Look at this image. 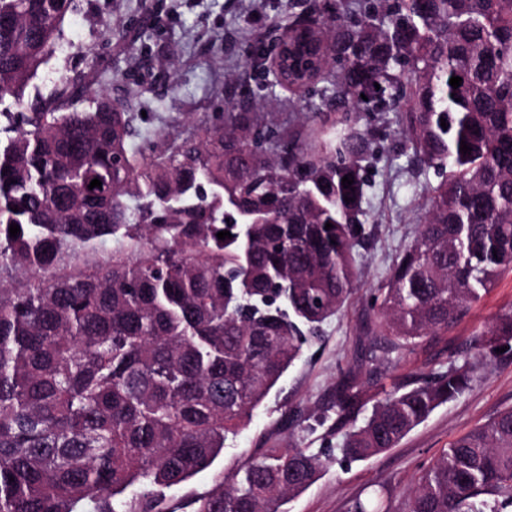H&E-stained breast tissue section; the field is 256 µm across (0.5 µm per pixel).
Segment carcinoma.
Returning <instances> with one entry per match:
<instances>
[{
	"label": "carcinoma",
	"mask_w": 512,
	"mask_h": 512,
	"mask_svg": "<svg viewBox=\"0 0 512 512\" xmlns=\"http://www.w3.org/2000/svg\"><path fill=\"white\" fill-rule=\"evenodd\" d=\"M72 8L0 0V115L13 122L0 138V512H172L165 491L214 464L358 283L371 139L351 113H398L405 147L439 176L367 307L368 364L447 333L512 272V0H364L357 23L290 24L281 44L305 69L273 84L352 101L334 136L309 126L316 151L250 111V93L221 123L138 150L137 113L104 94L77 108L63 81L25 98ZM498 348L512 349V309L463 363L377 400L343 458L397 447ZM361 394L353 375L336 384V429ZM323 467L290 440L192 512H284ZM509 508L512 408L453 441L401 512Z\"/></svg>",
	"instance_id": "1"
}]
</instances>
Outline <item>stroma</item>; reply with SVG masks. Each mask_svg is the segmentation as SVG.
Returning a JSON list of instances; mask_svg holds the SVG:
<instances>
[{
	"mask_svg": "<svg viewBox=\"0 0 512 512\" xmlns=\"http://www.w3.org/2000/svg\"><path fill=\"white\" fill-rule=\"evenodd\" d=\"M357 4L358 0H78L76 10L65 17L63 39L33 84L46 95L60 78H68L75 84L78 107L102 91L112 101L133 103L142 114V134L153 137L171 131L190 114L218 118L234 104L230 91L237 86L255 91L259 111L297 137L306 126L307 97L281 87L263 88L252 53L269 43L276 25L303 15L320 23L335 16L360 20ZM371 126L375 134L366 161V208L372 235L359 257L364 284L324 324L323 340L290 368L213 466L167 490V499L178 512H191L190 500L210 490L218 476L290 441L315 451L330 449L331 456L320 478L288 502L286 512H348L357 499L368 503L372 512H399L406 492L444 448L512 407V354H505L480 365L473 389L437 408L398 447L366 461H342V436L332 432L334 420L325 417V408L343 373L360 374L365 369L356 359L362 313L372 289L384 281L399 252L412 241L426 188L438 181L433 169L405 149L395 113L378 115ZM511 308L509 273L447 335L428 337L381 366L365 385L362 414H369L375 400L393 386L460 358L475 331L489 327Z\"/></svg>",
	"mask_w": 512,
	"mask_h": 512,
	"instance_id": "obj_1",
	"label": "stroma"
}]
</instances>
